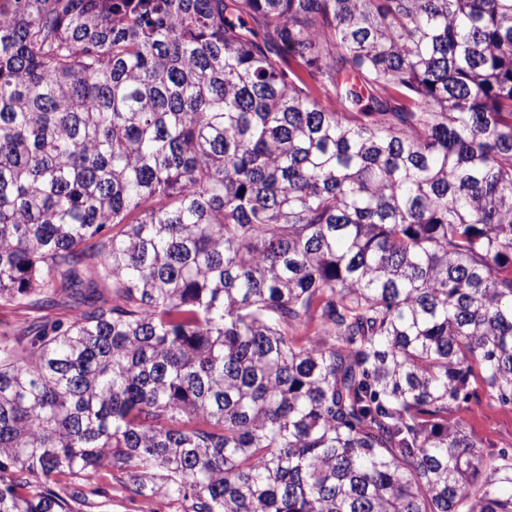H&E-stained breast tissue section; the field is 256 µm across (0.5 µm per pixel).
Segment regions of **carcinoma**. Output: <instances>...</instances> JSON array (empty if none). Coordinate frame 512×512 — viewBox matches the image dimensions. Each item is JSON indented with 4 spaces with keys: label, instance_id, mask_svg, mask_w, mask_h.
Here are the masks:
<instances>
[{
    "label": "carcinoma",
    "instance_id": "cac0c4a2",
    "mask_svg": "<svg viewBox=\"0 0 512 512\" xmlns=\"http://www.w3.org/2000/svg\"><path fill=\"white\" fill-rule=\"evenodd\" d=\"M2 298L0 512H512V0H0ZM39 313L12 301L0 300V332L9 331L31 321ZM470 377L472 393L462 412L468 433L482 440L487 449L512 448V408L490 404L483 396V384L477 375ZM89 497L94 505L87 512H141L139 497L113 478L112 491L108 490L107 495Z\"/></svg>",
    "mask_w": 512,
    "mask_h": 512
}]
</instances>
